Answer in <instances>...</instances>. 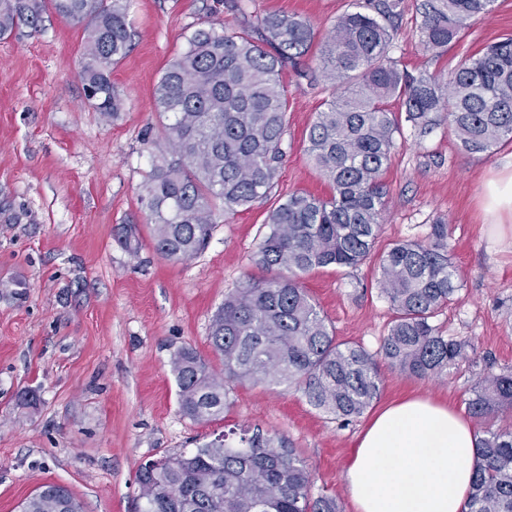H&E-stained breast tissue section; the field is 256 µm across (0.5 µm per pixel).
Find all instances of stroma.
<instances>
[{
  "instance_id": "1",
  "label": "stroma",
  "mask_w": 512,
  "mask_h": 512,
  "mask_svg": "<svg viewBox=\"0 0 512 512\" xmlns=\"http://www.w3.org/2000/svg\"><path fill=\"white\" fill-rule=\"evenodd\" d=\"M350 0H252L251 16L285 12L325 34ZM407 0L390 55L410 73L449 76L461 57L512 37V0L472 18L462 38L433 58L418 43L422 17ZM130 53L112 81L125 110L103 120L85 98L83 28L53 12L38 32L0 39V512H19L42 483L65 486L84 512H135L140 465L190 447L207 426L178 412L173 347L220 360L207 336L225 296L262 276L255 253L270 210L289 193L330 187L306 151V135L330 93L318 60L283 77L285 155L266 198L224 216L206 249L176 263L158 255L140 203L159 127L154 89L200 28L241 31L231 0H134ZM512 174V143L492 157L462 151L442 115L427 133L403 124L384 175L388 189L377 252L450 227L459 291L435 317L443 334L470 341L468 359L439 378L381 366L379 406L428 397L465 413L477 378L512 371V213L493 211L488 188ZM142 246L125 245L126 225ZM305 286L342 342L376 352L393 312L376 264L321 268ZM38 397L28 405L25 394ZM285 437L313 476V494L334 493L354 512L346 469L366 425L326 418L299 393L248 386L230 395L225 418Z\"/></svg>"
}]
</instances>
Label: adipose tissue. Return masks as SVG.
I'll return each mask as SVG.
<instances>
[{
    "instance_id": "ef3b65f1",
    "label": "adipose tissue",
    "mask_w": 512,
    "mask_h": 512,
    "mask_svg": "<svg viewBox=\"0 0 512 512\" xmlns=\"http://www.w3.org/2000/svg\"><path fill=\"white\" fill-rule=\"evenodd\" d=\"M476 434L459 413L423 397L383 409L346 471L355 512H466Z\"/></svg>"
}]
</instances>
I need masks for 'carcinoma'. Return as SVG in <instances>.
Segmentation results:
<instances>
[{
  "label": "carcinoma",
  "instance_id": "cac0c4a2",
  "mask_svg": "<svg viewBox=\"0 0 512 512\" xmlns=\"http://www.w3.org/2000/svg\"><path fill=\"white\" fill-rule=\"evenodd\" d=\"M132 0H0V37L37 31L50 8L83 26L86 99L105 119L123 100L112 69L130 50ZM496 0H420L419 44L437 57L468 21ZM405 0H352L321 38L310 22L271 12L240 32L197 29L161 75L155 104L165 117L141 204L155 251L188 262L205 248L218 219L250 208L273 185L284 151V72L312 47L321 77L338 90L307 132L310 161L330 183L327 197L293 192L272 209L256 253L273 275L248 277L214 314L208 339L218 373L191 346L173 349L170 372L181 416L198 424L224 418L230 393L249 385L295 388L306 403L345 422L360 418L382 389L379 360L415 378L441 377L467 359L466 340L433 324L459 285L448 225L425 240L379 256L381 292L394 318L380 349L336 340L304 286L312 271L356 268L373 253L387 208L383 174L401 121L424 128L444 112L461 148L492 156L512 142V38L460 60L448 79L412 74L388 56ZM477 422L512 418V372L479 378L466 402ZM469 512H512V425L477 433ZM136 475L137 512H342L336 496L311 495L312 473L282 436L222 431L190 450L165 452ZM21 512H83L65 487L46 483Z\"/></svg>",
  "mask_w": 512,
  "mask_h": 512
}]
</instances>
